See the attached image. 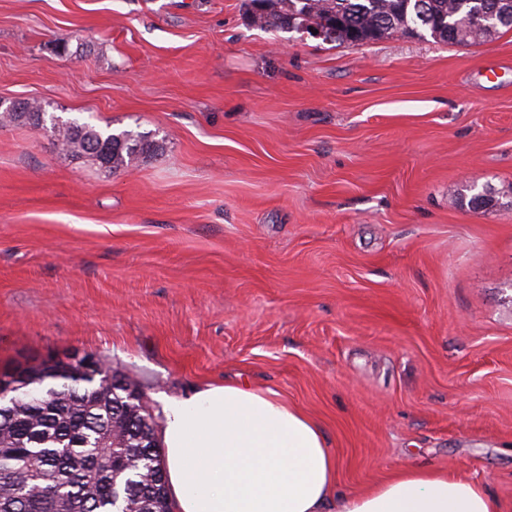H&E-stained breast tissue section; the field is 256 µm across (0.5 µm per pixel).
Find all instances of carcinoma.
Listing matches in <instances>:
<instances>
[{
    "instance_id": "carcinoma-1",
    "label": "carcinoma",
    "mask_w": 512,
    "mask_h": 512,
    "mask_svg": "<svg viewBox=\"0 0 512 512\" xmlns=\"http://www.w3.org/2000/svg\"><path fill=\"white\" fill-rule=\"evenodd\" d=\"M277 11L261 15L254 26L273 31L281 17L315 28L336 25L332 40L361 45L400 33L431 37L452 45L480 44L512 28V0H273ZM49 131L60 149L83 155L102 167L129 166L150 151L153 141L141 132H105L88 123L47 115L22 100L0 111V123L18 122ZM474 210L492 208L499 196L487 186L469 199ZM82 360L52 361L48 355L33 364L16 362L0 372V383L30 386L38 374L57 386L54 399H17L13 417L0 423V512H110L112 493L128 500L129 512H169L164 462L157 447L148 448L139 434L154 432L152 417L135 409L121 378L96 385L75 382L61 370L78 369Z\"/></svg>"
}]
</instances>
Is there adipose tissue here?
I'll return each instance as SVG.
<instances>
[{"instance_id": "ef3b65f1", "label": "adipose tissue", "mask_w": 512, "mask_h": 512, "mask_svg": "<svg viewBox=\"0 0 512 512\" xmlns=\"http://www.w3.org/2000/svg\"><path fill=\"white\" fill-rule=\"evenodd\" d=\"M161 437L176 512H502L483 484L445 469L336 493L321 427L269 388L227 382L165 401Z\"/></svg>"}]
</instances>
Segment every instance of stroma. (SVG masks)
Returning <instances> with one entry per match:
<instances>
[{"label": "stroma", "instance_id": "35a3bbf8", "mask_svg": "<svg viewBox=\"0 0 512 512\" xmlns=\"http://www.w3.org/2000/svg\"><path fill=\"white\" fill-rule=\"evenodd\" d=\"M1 97L159 147L109 171L0 124V367L89 355L157 418L246 381L320 425L340 491L453 469L512 512V30L352 47L248 0H0Z\"/></svg>", "mask_w": 512, "mask_h": 512}]
</instances>
